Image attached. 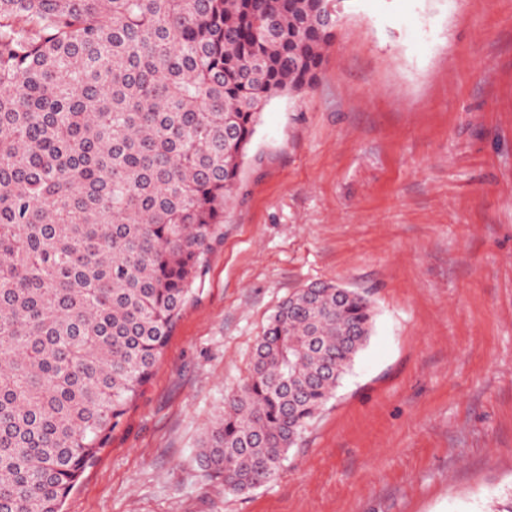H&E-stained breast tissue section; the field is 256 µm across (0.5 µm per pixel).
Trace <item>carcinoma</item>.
Here are the masks:
<instances>
[{
    "instance_id": "1",
    "label": "carcinoma",
    "mask_w": 512,
    "mask_h": 512,
    "mask_svg": "<svg viewBox=\"0 0 512 512\" xmlns=\"http://www.w3.org/2000/svg\"><path fill=\"white\" fill-rule=\"evenodd\" d=\"M343 0H0V512H62L141 395L262 112L318 80ZM328 281L271 316L197 457L272 481L367 343Z\"/></svg>"
}]
</instances>
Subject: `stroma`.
I'll return each mask as SVG.
<instances>
[{"instance_id":"stroma-1","label":"stroma","mask_w":512,"mask_h":512,"mask_svg":"<svg viewBox=\"0 0 512 512\" xmlns=\"http://www.w3.org/2000/svg\"><path fill=\"white\" fill-rule=\"evenodd\" d=\"M196 301L64 512L512 505V0H346L319 80L264 110ZM368 294L371 336L276 478L196 456L277 307Z\"/></svg>"}]
</instances>
